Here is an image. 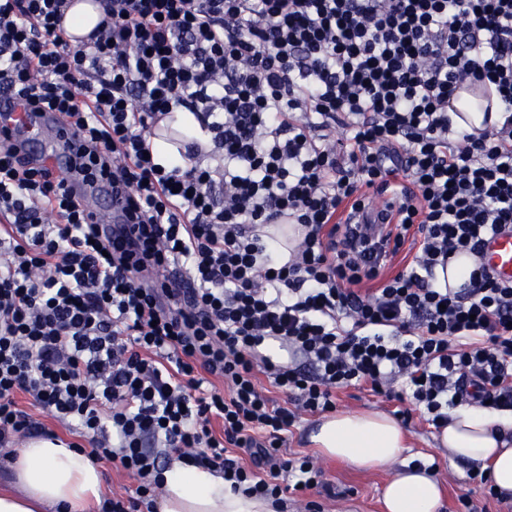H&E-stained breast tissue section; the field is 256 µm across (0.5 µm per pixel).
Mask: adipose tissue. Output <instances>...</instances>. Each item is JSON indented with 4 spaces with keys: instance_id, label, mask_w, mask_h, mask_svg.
Returning a JSON list of instances; mask_svg holds the SVG:
<instances>
[{
    "instance_id": "adipose-tissue-1",
    "label": "adipose tissue",
    "mask_w": 512,
    "mask_h": 512,
    "mask_svg": "<svg viewBox=\"0 0 512 512\" xmlns=\"http://www.w3.org/2000/svg\"><path fill=\"white\" fill-rule=\"evenodd\" d=\"M512 414L464 406L452 412L438 435L449 462L488 466L500 492L512 494ZM311 440L326 457L368 469L394 464L406 446L405 432L391 416L379 412L330 415L321 420ZM11 467L13 490L0 493V512H82L99 499L102 473L89 453L46 440L19 448ZM159 512H274L263 499L233 491L222 476L173 463L164 474ZM384 512H438L439 484L417 467L397 471L382 491Z\"/></svg>"
}]
</instances>
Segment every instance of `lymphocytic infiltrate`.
<instances>
[{
    "label": "lymphocytic infiltrate",
    "mask_w": 512,
    "mask_h": 512,
    "mask_svg": "<svg viewBox=\"0 0 512 512\" xmlns=\"http://www.w3.org/2000/svg\"><path fill=\"white\" fill-rule=\"evenodd\" d=\"M70 2L0 0V87L76 137L63 174L0 132V459L43 431L23 394L137 480L101 512H153L176 460L280 507L285 479L323 485L282 449L337 390L409 397L437 429L512 412V284L483 261L512 231V0H98L77 45ZM464 85L502 120L455 127ZM178 109L212 145L168 169L152 125ZM75 175L126 198L111 235ZM284 222L282 264L261 229ZM459 253L468 281L440 287Z\"/></svg>",
    "instance_id": "obj_1"
}]
</instances>
